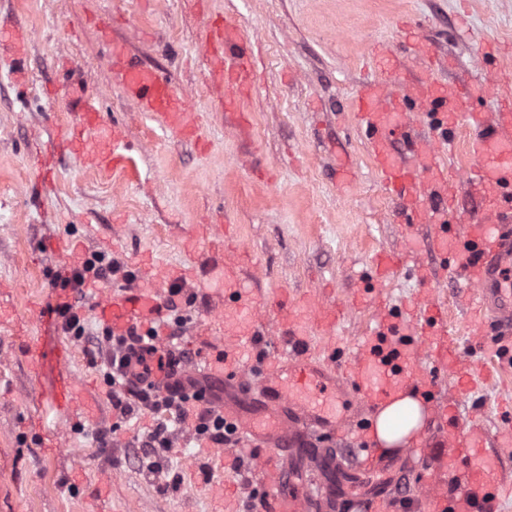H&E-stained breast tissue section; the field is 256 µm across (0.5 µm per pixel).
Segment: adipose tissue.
Listing matches in <instances>:
<instances>
[{
    "label": "adipose tissue",
    "instance_id": "adipose-tissue-1",
    "mask_svg": "<svg viewBox=\"0 0 512 512\" xmlns=\"http://www.w3.org/2000/svg\"><path fill=\"white\" fill-rule=\"evenodd\" d=\"M426 417L427 410L414 393H400L375 415L374 438L383 448L406 447L420 433Z\"/></svg>",
    "mask_w": 512,
    "mask_h": 512
}]
</instances>
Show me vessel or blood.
Masks as SVG:
<instances>
[{"label": "vessel or blood", "instance_id": "obj_1", "mask_svg": "<svg viewBox=\"0 0 512 512\" xmlns=\"http://www.w3.org/2000/svg\"><path fill=\"white\" fill-rule=\"evenodd\" d=\"M205 48L211 61L209 78L224 87L225 110L241 114L255 83L250 38L227 22L208 28ZM111 65L126 93L144 111L158 113L176 132L193 133V108L172 91L161 72L128 57L119 43L112 46ZM383 92V85H365L358 95L357 116L384 189L400 208L415 210L419 220L431 225V244L444 266L463 276L496 336L512 343V289L505 287L501 267L503 257H512V228L500 223H457L448 207L457 182L449 178L437 150L438 145L451 146L459 136H466L473 182L494 197L501 213H511L512 111L465 112L462 93L436 95L422 89L405 111L395 114L382 106ZM76 108L80 128L67 149L88 168L121 162L118 137L102 139L96 134L101 117L96 100L85 96ZM399 132L405 136L413 165L403 164L392 152L390 142ZM162 279L224 300L218 354L206 368L222 376L225 390L235 396L233 403L216 405L215 413L255 448L249 464L263 487L259 512H343L355 487L363 512H389L395 501L392 488L373 477L387 473L390 462L358 417L376 412L408 388L436 400V418L452 447L433 470L440 488H428L423 497L428 512H493L502 497L512 494L511 486L498 481L495 465L486 456L492 442L511 448L512 431L493 434L477 421H464L455 405L438 403L435 377L419 369L423 354L434 352L462 394L470 389L478 370L454 347L448 306L438 293H431L416 316L383 309L371 335L342 367L309 353L314 335L322 337L326 348L335 349L334 308L312 300L289 307L287 326L266 327L256 316L263 302L243 291L239 267L219 255L198 275L167 271L159 277L148 269L141 274V287L100 291L93 302L95 318L116 337L134 327L151 328L163 315V290L158 285ZM261 343L267 349L260 358L252 364L244 362V348ZM163 349L164 341L157 335L151 345L129 351L127 381L137 385L148 380L167 389L170 381L164 371L150 367L154 352ZM69 362V350H61L53 408L65 421L85 412L76 397ZM353 434L359 441L358 460L337 468L333 444L337 437ZM302 471L308 472V480L296 491L283 493L287 479Z\"/></svg>", "mask_w": 512, "mask_h": 512}]
</instances>
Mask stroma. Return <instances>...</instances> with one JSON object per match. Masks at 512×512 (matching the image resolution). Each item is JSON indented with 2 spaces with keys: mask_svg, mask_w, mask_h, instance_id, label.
I'll use <instances>...</instances> for the list:
<instances>
[{
  "mask_svg": "<svg viewBox=\"0 0 512 512\" xmlns=\"http://www.w3.org/2000/svg\"><path fill=\"white\" fill-rule=\"evenodd\" d=\"M221 18L255 46L243 128L207 73L204 30ZM20 33L29 37L23 85L10 50ZM115 39L167 73L195 110L198 138L180 137L125 93L107 64ZM486 40L512 45V0H0V512H95L101 497L111 512H225L216 493L228 482L235 512H256L249 468L225 472L178 425L162 466L143 464L139 444L156 415L113 408L87 343L64 335L50 311L64 296L54 276L114 238L112 258L132 273L148 260L200 270L209 246L197 225L224 224L255 263L246 290L293 303L326 288L351 303L377 253L413 244L357 126L358 86L383 80L396 93L426 75L438 87L467 88L468 107L494 111L490 77L512 69V54L475 68ZM65 64L99 101L106 126L121 129L128 161L94 171L60 156L38 199L34 142H50L74 120L59 87ZM344 156L353 170L347 199L334 176ZM61 241L69 251L58 250ZM418 258L430 276L402 264L386 283L389 305L405 309L439 289L467 356L501 367L500 383L460 397L461 416H482L494 430L512 422L503 404L512 354L465 334L461 281L438 276L427 250ZM62 348L72 351V373L94 383L93 417L64 423L50 407Z\"/></svg>",
  "mask_w": 512,
  "mask_h": 512,
  "instance_id": "stroma-1",
  "label": "stroma"
}]
</instances>
